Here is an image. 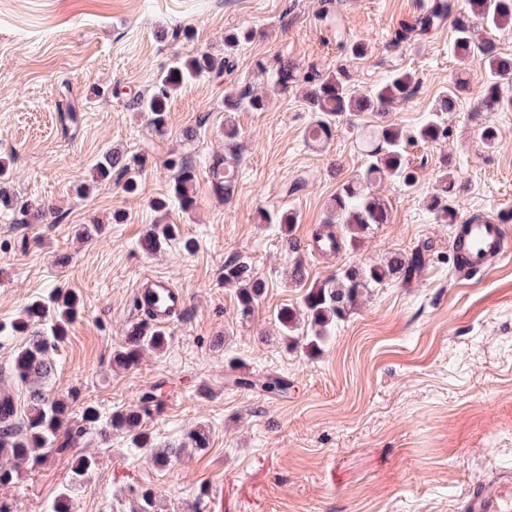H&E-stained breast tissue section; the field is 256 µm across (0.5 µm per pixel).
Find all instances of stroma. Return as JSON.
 I'll return each instance as SVG.
<instances>
[{
    "label": "stroma",
    "instance_id": "obj_1",
    "mask_svg": "<svg viewBox=\"0 0 512 512\" xmlns=\"http://www.w3.org/2000/svg\"><path fill=\"white\" fill-rule=\"evenodd\" d=\"M351 41L348 57L322 21V0H0V160L20 200L48 208L40 222L0 208V391L23 408L26 390L10 373L24 337L11 322L57 288L74 292L79 314L54 355L51 395L78 394L102 418L137 405L164 383L158 407L142 426L155 447L184 446L160 469L132 451L121 431L87 433L0 486L11 512H48L73 487L72 512H138V493L155 492V512H469L478 493L512 512V255L486 273H455L452 225L436 219L424 198L438 171L462 181L453 199L459 217H493L512 227V108L492 114L460 98L445 122L448 137L411 147L417 189L386 181L374 189L390 221L358 247L323 254L312 246L326 206L360 170L365 113L341 122L326 143L306 137L315 121L301 89L270 91L256 60L285 56L328 75L348 64L351 84L367 90L393 72H411L416 93L391 114L414 131L448 88L458 65L448 52L450 24L393 43L401 21L431 0H334ZM252 38L232 53V72L203 77L168 103L163 133L130 103L149 94L175 57L224 53L226 34ZM268 94L261 112H239L234 197L212 190V165L225 152L224 96L242 86ZM497 131L494 147L482 138ZM146 155L136 193L98 178L107 152ZM196 167V205L172 210L181 237L146 254L139 240L169 196L171 154ZM288 209L296 224H264L260 210ZM125 211L115 223L114 211ZM193 251H185V239ZM429 245V259L410 283L370 288L337 321L320 351L280 337L273 317L302 310L309 287L352 265ZM248 263L266 285L254 314L241 319L224 265ZM303 286L291 281L294 263ZM167 277L187 296L165 334L164 350L123 368L113 352L138 323L133 291L144 272ZM242 373L293 381L270 398L229 384ZM209 445L189 447L196 427ZM96 467L72 481L76 455Z\"/></svg>",
    "mask_w": 512,
    "mask_h": 512
}]
</instances>
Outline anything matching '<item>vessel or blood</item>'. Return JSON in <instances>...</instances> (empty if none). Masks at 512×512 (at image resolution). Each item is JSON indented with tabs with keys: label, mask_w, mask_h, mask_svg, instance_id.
I'll use <instances>...</instances> for the list:
<instances>
[{
	"label": "vessel or blood",
	"mask_w": 512,
	"mask_h": 512,
	"mask_svg": "<svg viewBox=\"0 0 512 512\" xmlns=\"http://www.w3.org/2000/svg\"><path fill=\"white\" fill-rule=\"evenodd\" d=\"M451 249L461 273L475 274L512 252V235L497 220L464 218L454 226ZM134 303L156 328L168 327L187 307L185 294L174 288L168 278L153 273L144 274L138 282Z\"/></svg>",
	"instance_id": "vessel-or-blood-1"
}]
</instances>
